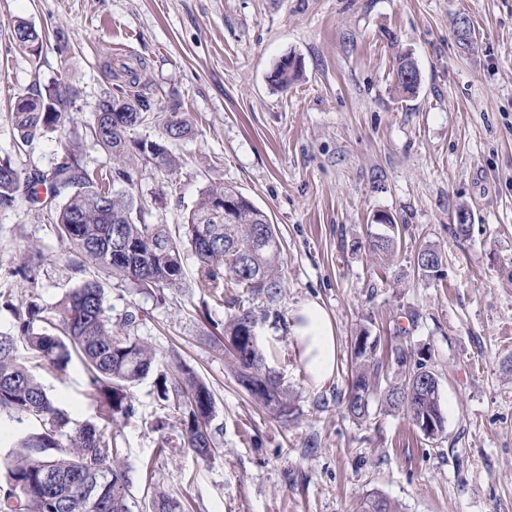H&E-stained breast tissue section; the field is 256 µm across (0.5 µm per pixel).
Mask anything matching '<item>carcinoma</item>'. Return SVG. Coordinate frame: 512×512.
Returning <instances> with one entry per match:
<instances>
[{
    "mask_svg": "<svg viewBox=\"0 0 512 512\" xmlns=\"http://www.w3.org/2000/svg\"><path fill=\"white\" fill-rule=\"evenodd\" d=\"M416 69L399 57L396 87L413 94L419 80L406 81L404 73ZM297 66L283 60L274 82L286 87L297 77ZM72 90L49 86L28 95L48 107L46 112L12 111L11 122L19 144L28 145L39 136L63 125L73 104ZM156 115V104L139 90V79L115 86L95 109L94 142L112 156L107 173L90 171L81 163L74 147L67 148L49 172H22L9 160L0 161V208L14 205L20 191L35 193L43 186L50 196H63L51 227L79 257L76 268L95 265L108 277L132 288H180L185 283V252L197 266L196 288L205 295L222 298L224 291L240 290L267 304L282 295V244L268 215L234 188L205 187L190 211L182 236L170 234L164 224L141 221L143 202L115 184L132 185L124 159L128 132L148 123ZM164 135L169 140L188 136L189 121L174 111L165 117ZM148 140L133 143L143 163L155 170L174 172L179 159L166 147L145 149ZM400 226L386 225L382 233L370 235V251L391 257L395 253ZM446 256L427 245L420 249L416 264L428 278L438 276ZM20 337L0 336V413L23 423L34 418L39 428L24 434L17 451L0 462V512H130L127 470L118 460L117 442L109 426L136 415L131 388L155 371V351L145 342L124 336L121 330L136 322L127 312L112 324L104 285L85 280L65 294L53 313L31 300L12 308ZM259 316L250 308H238L224 322V352L234 363L240 384L263 407L279 417L291 414L288 390L266 367L258 338L251 335ZM23 340L37 358L36 367L65 371L77 357L87 376L88 398L105 404L98 426L79 423L56 406L20 357L17 341ZM424 352L403 345L391 347L387 357L378 356V338L368 333L355 337L348 379L346 414L359 421L368 419L372 408L404 410L429 439L445 429L438 379ZM157 372V371H155ZM159 402L176 411L180 447L202 459L216 449L211 426L215 399L211 389L189 367L158 371L155 378ZM434 426L427 431L428 426ZM52 473L62 484L94 481L102 507L77 499L58 498L45 490L43 477ZM153 512H177L179 504L163 492L151 501Z\"/></svg>",
    "mask_w": 512,
    "mask_h": 512,
    "instance_id": "obj_1",
    "label": "carcinoma"
}]
</instances>
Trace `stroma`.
Listing matches in <instances>:
<instances>
[{
	"label": "stroma",
	"instance_id": "stroma-1",
	"mask_svg": "<svg viewBox=\"0 0 512 512\" xmlns=\"http://www.w3.org/2000/svg\"><path fill=\"white\" fill-rule=\"evenodd\" d=\"M467 18L477 42L459 43ZM43 35L37 52L12 39L17 20ZM409 55L416 94L392 76ZM295 57L299 78L271 76ZM136 69L160 112L177 102L191 134L170 143L177 174L135 169L147 224L186 223L200 191L234 187L266 212L283 243L285 288L257 326L266 365L292 395L278 417L241 386L213 336L231 310L187 286L164 299L118 280L107 285L113 315L138 310L128 335L160 367L183 363L210 387L217 451H162L157 418L173 417L152 378L132 389L136 415L114 425L130 478V512H150L152 494L182 512H361L380 494L399 512H512V0H0V159L20 171L51 169L69 142L88 169H109L93 144V106ZM64 83L76 92L61 129L19 146L9 120L16 97ZM50 196L0 209V291L53 309L96 266L75 256L50 226ZM471 214L453 236L454 211ZM384 214L405 226L382 266L364 244ZM362 242L353 250V242ZM445 252L441 279L415 259ZM43 258L30 278L17 270ZM318 301L334 322L336 371L313 384L291 334L294 312ZM381 351L429 352L445 429L425 438L403 412L356 422L343 413L355 336ZM38 379L80 422L98 423L79 361Z\"/></svg>",
	"mask_w": 512,
	"mask_h": 512
}]
</instances>
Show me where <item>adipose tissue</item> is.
Wrapping results in <instances>:
<instances>
[{
    "label": "adipose tissue",
    "mask_w": 512,
    "mask_h": 512,
    "mask_svg": "<svg viewBox=\"0 0 512 512\" xmlns=\"http://www.w3.org/2000/svg\"><path fill=\"white\" fill-rule=\"evenodd\" d=\"M292 332L312 381L319 384L330 378L336 370L338 344L325 309L315 301L303 304L294 316Z\"/></svg>",
    "instance_id": "obj_1"
}]
</instances>
